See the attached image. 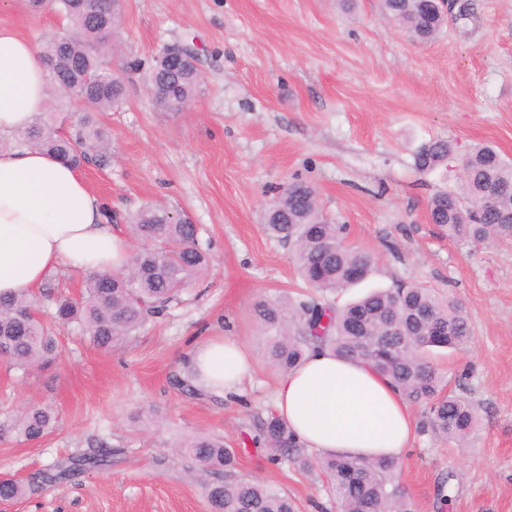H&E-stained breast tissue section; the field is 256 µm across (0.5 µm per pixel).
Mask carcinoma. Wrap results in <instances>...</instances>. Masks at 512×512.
I'll return each instance as SVG.
<instances>
[{"label": "carcinoma", "instance_id": "1", "mask_svg": "<svg viewBox=\"0 0 512 512\" xmlns=\"http://www.w3.org/2000/svg\"><path fill=\"white\" fill-rule=\"evenodd\" d=\"M56 7L69 21L73 41L64 47L55 38L45 40L44 58L56 60L62 81L86 85L91 111L81 117L74 139L58 134L55 113L42 112L17 136V145L51 153L77 167H103L111 162V142L95 113L112 110L125 95L122 86L112 81L110 67L121 5L117 0H56ZM381 11L420 41L435 38L448 25V18L437 13L431 0H381ZM147 83L158 107L179 112L195 96L199 79L193 66L170 69L160 55ZM452 152L449 141L432 140L418 150L416 168L434 170ZM462 166L461 191L441 192L430 200L431 222L448 231L449 238L474 247L492 239L512 242V162L493 146L479 144L464 155ZM127 223L132 238L143 246L131 251L123 271L88 274L79 297L60 293L52 279L38 296L0 297L1 360L25 372L53 360L57 346L40 313L41 297L52 304V322L75 324L93 345L110 350L162 314L208 271V255L199 244L196 225L178 222L169 210L153 204L130 215ZM264 228L269 236L291 245L301 277L318 292L307 300L255 306V320L270 335V365L286 373L314 347L361 360L389 377L409 403L424 408L433 432L452 442L466 440L477 425L475 411L465 399L445 392L447 382L427 360L435 349L469 342L470 328L459 304L434 288L409 283L338 304L336 294L367 278L373 259L343 245V227L329 222L316 189L306 183L284 188L267 210ZM55 426L51 408L33 407L20 414L13 429L24 440L36 441ZM260 431L272 461L303 470L316 466L324 473L327 496L340 512H417L414 500L394 481L397 460L306 454L273 414L262 422ZM181 448L206 477L210 512H298L296 500L286 490L238 478V453L224 438L197 434ZM110 462V450L72 457L44 474V479L58 484L77 471ZM216 470L224 471V479H208ZM25 492L16 480H0V499H19Z\"/></svg>", "mask_w": 512, "mask_h": 512}]
</instances>
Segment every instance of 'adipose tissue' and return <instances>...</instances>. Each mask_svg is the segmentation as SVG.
I'll use <instances>...</instances> for the list:
<instances>
[{
	"label": "adipose tissue",
	"mask_w": 512,
	"mask_h": 512,
	"mask_svg": "<svg viewBox=\"0 0 512 512\" xmlns=\"http://www.w3.org/2000/svg\"><path fill=\"white\" fill-rule=\"evenodd\" d=\"M49 74L39 45L0 24V296L38 291L60 266L111 272L129 250L114 231L105 201L79 168L53 155L11 145L45 110ZM191 373L198 388L217 396L240 394L252 372L242 345L225 337L200 343ZM274 414L300 447L363 458L402 454L417 421L410 404L384 376L331 351L309 352L282 375Z\"/></svg>",
	"instance_id": "ef3b65f1"
}]
</instances>
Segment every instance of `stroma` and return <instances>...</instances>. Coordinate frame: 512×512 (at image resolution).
<instances>
[{"label": "stroma", "instance_id": "35a3bbf8", "mask_svg": "<svg viewBox=\"0 0 512 512\" xmlns=\"http://www.w3.org/2000/svg\"><path fill=\"white\" fill-rule=\"evenodd\" d=\"M469 2L467 18L419 43L379 0H123L111 59L125 97L97 115L113 160L83 173L119 233L127 213L151 203L189 217L211 268L121 347L104 351L57 327V355L41 370L0 362V478L26 487L0 512H208L195 465L175 448L198 433L237 449L240 478L288 490L301 512H336L320 470L273 464L256 441L279 373L253 309L313 293L262 224L295 180L316 187L347 246L375 259L338 302L402 280L443 291L468 319L470 344L431 360L478 426L461 445L416 431L398 479L418 512H512V244L452 241L428 216L434 195L457 189L472 145L512 160V0ZM0 23L40 42L70 31L50 0H0ZM173 43L196 50L203 75L181 112L155 107L146 81ZM434 139L455 152L418 172L415 152ZM222 336L253 360L243 397L182 394L173 376L186 375L198 343ZM45 406L54 432L17 436L15 418ZM105 449L111 465L43 483L69 457Z\"/></svg>", "mask_w": 512, "mask_h": 512}]
</instances>
